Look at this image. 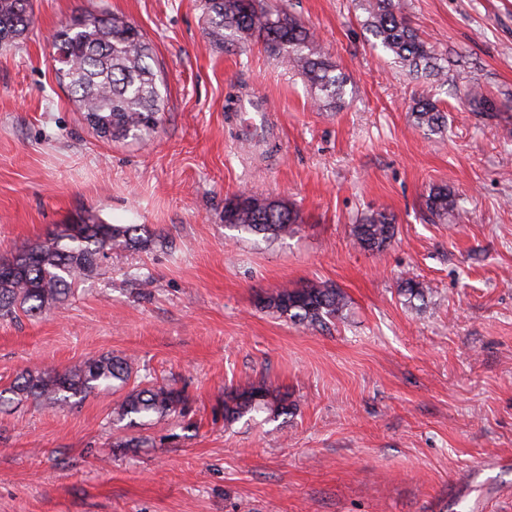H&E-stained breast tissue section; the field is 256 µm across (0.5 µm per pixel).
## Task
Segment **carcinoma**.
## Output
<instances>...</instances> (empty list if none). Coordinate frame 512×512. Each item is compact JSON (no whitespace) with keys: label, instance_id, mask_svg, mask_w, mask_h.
Segmentation results:
<instances>
[{"label":"carcinoma","instance_id":"1","mask_svg":"<svg viewBox=\"0 0 512 512\" xmlns=\"http://www.w3.org/2000/svg\"><path fill=\"white\" fill-rule=\"evenodd\" d=\"M33 0H0V43H12L33 24ZM206 34L216 45L257 41L282 62L305 73L323 109L334 111L345 102L346 79L336 73V63L317 43L300 18L278 5L262 0H205ZM363 25L375 39L372 46L391 54L408 72L429 80L448 76V60L408 24L395 0H367ZM52 44L65 52L57 68L83 119L106 141L147 134L160 121L164 97L163 79L155 69L153 49L142 31L124 16L105 10L85 12L52 35ZM465 96L475 107L490 112L497 101L482 84L462 78ZM411 115L419 127L435 132L447 116L430 98L413 100ZM236 195L224 204V224L245 235L266 241L288 237L299 230L300 217L282 200L254 195L240 203ZM432 219L442 220L457 210V196L446 186L427 195ZM352 235L367 251H381L395 235V218L385 210L372 211L353 225ZM162 244L159 236L142 224H109L95 215H80L69 224H58L43 241L0 260V319L11 320L18 311L30 316L49 314L70 295L72 286L101 274L103 266L119 250L148 251ZM400 293L407 303L425 301L424 283L407 279ZM345 293L327 283L301 288L283 287L261 300V308L294 323L323 327L342 316ZM138 374L130 357L100 354L73 370H28L0 393V409L14 401L31 400L41 408L64 409L95 391L126 384ZM187 395L182 389L151 381L129 391L117 408V420L143 425L153 417L183 416ZM289 394L264 381L224 396V423L266 413L271 418L292 414Z\"/></svg>","mask_w":512,"mask_h":512}]
</instances>
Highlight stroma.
Wrapping results in <instances>:
<instances>
[{"label":"stroma","instance_id":"stroma-1","mask_svg":"<svg viewBox=\"0 0 512 512\" xmlns=\"http://www.w3.org/2000/svg\"><path fill=\"white\" fill-rule=\"evenodd\" d=\"M281 2L346 77L340 110L261 44L210 42L203 0H34L27 36L0 46V258L85 212L171 242L113 254L58 312L0 320V391L110 352L190 398L133 428L120 390L0 411V512H512V101L477 112L454 87L462 72L512 91V0H398L447 54L441 85L373 47L365 0ZM100 8L139 25L167 84L139 139L102 141L57 78L51 34ZM422 94L441 131L414 124ZM255 95L272 118L251 149L226 105ZM435 185L458 198L442 223ZM243 192L288 201L299 232L239 238L224 202ZM380 209L395 237L363 250L352 227ZM408 278L425 303H406ZM310 282L348 298L326 328L258 305ZM261 380L292 414L225 425V391ZM457 206V196L448 186L433 187L427 195L426 208L433 221L447 218Z\"/></svg>","mask_w":512,"mask_h":512}]
</instances>
